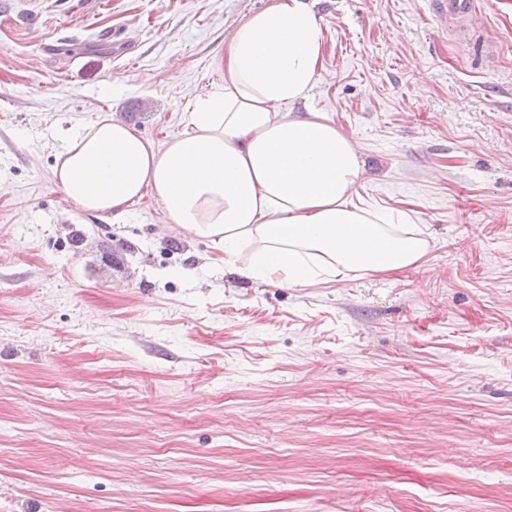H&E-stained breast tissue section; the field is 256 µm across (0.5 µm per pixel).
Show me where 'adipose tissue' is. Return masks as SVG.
Returning a JSON list of instances; mask_svg holds the SVG:
<instances>
[{
    "label": "adipose tissue",
    "instance_id": "obj_1",
    "mask_svg": "<svg viewBox=\"0 0 512 512\" xmlns=\"http://www.w3.org/2000/svg\"><path fill=\"white\" fill-rule=\"evenodd\" d=\"M317 0H271L224 44L220 90L196 98L163 144L105 116L69 129L53 175L66 199L125 220L144 196L168 223L247 274L304 286L400 271L430 248L404 212L356 202L366 170L355 142L321 112H301L324 56Z\"/></svg>",
    "mask_w": 512,
    "mask_h": 512
}]
</instances>
